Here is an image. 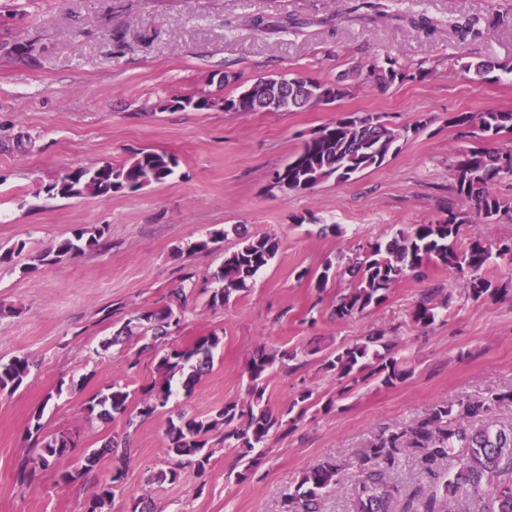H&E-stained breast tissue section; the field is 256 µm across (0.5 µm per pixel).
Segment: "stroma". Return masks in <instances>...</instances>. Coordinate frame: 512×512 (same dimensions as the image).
I'll return each mask as SVG.
<instances>
[{"label":"stroma","mask_w":512,"mask_h":512,"mask_svg":"<svg viewBox=\"0 0 512 512\" xmlns=\"http://www.w3.org/2000/svg\"><path fill=\"white\" fill-rule=\"evenodd\" d=\"M257 18L264 29L254 28ZM423 18L433 32L418 28ZM467 23L477 33L460 38L456 28ZM18 41L30 45L29 55H6ZM388 58L428 75L387 88L359 80L333 104L307 111L160 107L194 93L235 96L271 73L333 82ZM468 61L512 64V0H0V252L25 245L0 263V360L25 355L35 363L18 391L0 395V512H85L90 491L109 472L104 456L73 483L48 470L32 485L17 484L15 463L32 445L27 427L37 411L45 433L74 439L69 462L76 467L107 438L130 435L123 487L105 512H123L143 494L155 512H281L300 474L324 460L346 471L322 512H354L357 459L381 429L407 427L437 404L511 388V261L493 258L485 271L503 289L495 298L467 300L454 272L431 266L356 319L332 315L348 276L316 287L325 262L342 266L360 245L461 209L448 190V165L475 140L461 137L449 117L512 108V74L481 79L464 70ZM226 72L236 82L218 83ZM357 112L381 114L413 133L385 165L349 182L288 196L273 188V171L304 137ZM141 149L176 156L174 176L109 198L39 190L64 169L118 165ZM80 225L104 226L97 250L38 261ZM215 230L225 233L216 250L190 251ZM241 230L275 235L279 252L247 293L210 306L213 274ZM187 278L193 296L170 344L212 332L221 343L192 390L177 388L167 409L142 419V390L158 376L156 359L140 357L132 373L125 360L137 355L140 337L106 351L101 342L133 311L170 303ZM430 288L449 303L422 329L409 312ZM373 329L395 338L413 372L393 387L370 378L345 389L322 360ZM263 345L279 352L262 380L273 410L287 408L301 389L313 392L296 428L270 433L252 472L216 431L205 471L187 467L178 482H152L154 471L173 463L170 420L243 401L247 368ZM115 383L131 393L127 418L89 417L85 403Z\"/></svg>","instance_id":"35a3bbf8"}]
</instances>
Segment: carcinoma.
<instances>
[{
  "label": "carcinoma",
  "mask_w": 512,
  "mask_h": 512,
  "mask_svg": "<svg viewBox=\"0 0 512 512\" xmlns=\"http://www.w3.org/2000/svg\"><path fill=\"white\" fill-rule=\"evenodd\" d=\"M362 72L354 68L334 83H323L288 73L298 79L297 94L282 101L276 94L280 75H267L246 87L233 98L216 99L207 95H191L174 100L181 110L205 111L221 108L226 112H288L302 110L297 103L302 96L312 103H333L346 93L344 81L357 80ZM411 76L392 59L374 63L367 78L380 87H388ZM454 127L488 143H497L512 133V111L490 109L484 112H459L448 119ZM410 128H393L384 116L371 112L340 115L336 121L313 130L301 142L288 161L275 169L272 185L281 193H298L334 182H347L367 170L379 168L396 154L400 141L408 139ZM175 157L153 150H141L121 165L109 162L65 170L43 185L50 197H110L127 189L137 190L151 184H163L175 173ZM512 177V147L493 150L472 147L459 151L451 165L450 190L463 209L428 224H413L396 233L386 242H375L349 258L344 273L352 286L336 299L332 316L352 319L371 313L388 298V292L406 276L421 277L430 263L455 271L462 279L464 296L477 302L492 299L501 288L485 277V268L492 256L512 257V241L493 245L476 231L465 228L479 222H495L506 216L512 219V205L494 193V186ZM105 227L80 226L71 236L59 241L54 258L92 251L99 246ZM279 240L270 235L239 237L237 247L224 253L216 273L222 286L214 290L209 303H228L232 296L249 290L250 282L275 259ZM190 288L176 291L174 306L134 311L113 336L102 342L107 349L118 345L134 332L143 344L139 354L158 357L154 380L144 392L137 416L145 419L167 408L174 396L175 376L195 381L205 374L213 361V350L220 337L212 332L197 337L190 345L159 350V340L180 327ZM438 290L423 293L410 311L413 324L422 328L433 325L439 317L435 302ZM395 342L385 331L377 330L359 342L346 344L324 360L326 372L336 380L347 379L356 384L366 377H375L385 386H394L412 374L407 361L393 353ZM277 362V355L261 348L248 366L252 382L247 400L229 403L202 419L178 414V422H169L167 430L169 455L177 459L173 467L160 470L159 482L178 481L180 467L188 465L203 471L212 457L209 434L224 427V446L236 448L250 471L258 458L249 456L264 443L271 431L290 421L296 422L307 410L311 393L298 394L288 409L276 412L265 401L260 381ZM32 362L25 356L0 361V394H13L24 383ZM130 393L121 386H111L85 403L88 415L114 420L127 414ZM512 406L511 390H490L478 399H461L452 404H437L413 425L402 431L380 430L359 459L363 479L356 495V512H456L455 505L465 504L464 512H512V428H496L491 422L500 407ZM297 417H291L294 409ZM461 418L485 422L478 430L455 426ZM42 413L32 415L28 434L34 437L36 451L26 450L15 470V480L30 485L42 472L53 468L64 483H72L107 456L112 462L108 476L92 489L86 512H104L125 479L131 457L129 436L112 437L103 448L85 457L80 468L69 465L73 441L65 434L42 435ZM404 456L419 459L427 474V486L404 493L402 487L386 480V473L397 467ZM345 468L338 462L324 461L305 471L294 492L288 494L282 512H321L323 494L337 490L343 483Z\"/></svg>",
  "instance_id": "cac0c4a2"
}]
</instances>
